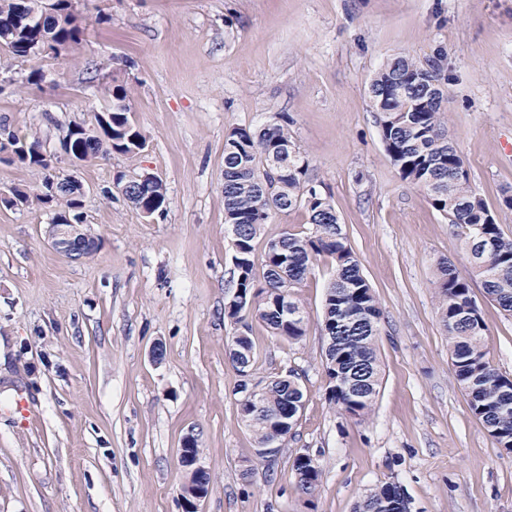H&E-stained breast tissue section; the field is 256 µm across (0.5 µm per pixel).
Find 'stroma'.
<instances>
[{"instance_id":"stroma-1","label":"stroma","mask_w":512,"mask_h":512,"mask_svg":"<svg viewBox=\"0 0 512 512\" xmlns=\"http://www.w3.org/2000/svg\"><path fill=\"white\" fill-rule=\"evenodd\" d=\"M82 42L25 61L0 50V121L36 133L85 190L97 250L50 244L49 206L0 205V512H183V441L211 475L200 512H354L400 486L409 512H512V454L500 452L451 376L433 290L445 257L471 279L487 357L512 378V316L471 277L461 231L391 164L367 94L388 59L445 51L447 135L471 184L512 238V0H78ZM106 15L97 23V15ZM120 73L143 152L71 164L60 140L111 100L88 68ZM40 83H27L32 69ZM284 115L330 197L382 308V382L370 416L326 399L319 321L330 259L299 294L306 336L252 321L253 377L297 369L304 407L267 473L238 411L224 317L232 293L224 222V135ZM150 173L167 191L147 218L114 190ZM162 343L165 357L150 351ZM25 398L29 416L11 410ZM321 476L302 493L288 459ZM250 479H243L244 471Z\"/></svg>"}]
</instances>
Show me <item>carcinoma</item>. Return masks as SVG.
Returning <instances> with one entry per match:
<instances>
[{
    "mask_svg": "<svg viewBox=\"0 0 512 512\" xmlns=\"http://www.w3.org/2000/svg\"><path fill=\"white\" fill-rule=\"evenodd\" d=\"M81 22L71 0H0V47L14 59H29V45L38 56L58 55L80 43ZM446 78L435 61L398 57L371 78L368 97L387 156L400 177L422 188L432 207L448 223L463 229L474 276L487 296L512 315V238L500 230L495 216L460 170L463 157L448 142L443 87ZM111 98L110 120L95 141L77 137L71 152L89 162L111 153L136 154L145 140L130 119L129 87L118 76L105 83ZM23 141L27 156L19 163L42 174L41 186L59 184L50 197L55 218L83 223L82 198L74 196L71 177L49 170L41 156L43 144L34 134L0 125V153ZM309 163L296 148L288 122L275 117L259 129L241 126L224 137V223L232 231L235 290L224 303V317L236 327L229 337V358L242 377L238 384L239 414L255 439V456L268 460L263 449L285 440L298 421L304 393L299 373L279 374L264 387L266 411L255 412L242 402L255 363L249 320L261 321L274 337L296 342L307 333L305 308L297 289L314 273L321 257L332 260L326 288L321 334L326 339L322 367L328 378V402L345 415L364 419L372 412L381 383L377 349L379 302L360 269L343 224L330 199L312 185ZM136 206L155 212L166 207L162 180H137L123 189ZM305 209L308 231L284 232L268 243L257 273L254 242L275 215ZM439 318L448 336L452 376L470 397L472 413L483 423L497 447L512 452V379L487 358V328L472 296L469 280L446 260L433 282ZM292 471L305 493L318 486L320 469L304 455H293ZM357 512H408L401 489L386 484L367 494Z\"/></svg>",
    "mask_w": 512,
    "mask_h": 512,
    "instance_id": "1",
    "label": "carcinoma"
}]
</instances>
